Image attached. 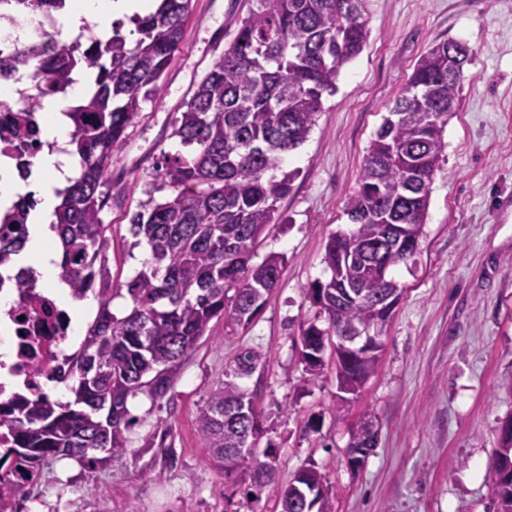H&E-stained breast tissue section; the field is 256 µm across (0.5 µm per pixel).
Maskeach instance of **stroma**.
I'll return each instance as SVG.
<instances>
[{"label":"stroma","instance_id":"stroma-1","mask_svg":"<svg viewBox=\"0 0 512 512\" xmlns=\"http://www.w3.org/2000/svg\"><path fill=\"white\" fill-rule=\"evenodd\" d=\"M251 4L192 0L159 95L112 155L102 219L112 227L114 287L145 267L147 247L124 248L129 218L149 196L163 198L161 155L181 149L173 122ZM365 8L366 46L286 163L299 175L277 205L285 224L258 250L286 257L265 307L231 336L212 321L164 399L129 398L137 423L125 454L92 468L70 458L45 463L35 512H280L279 487L310 466L331 491V512H497L486 474L512 417V0H366ZM448 38L473 57L445 129L419 250L393 271L401 295L375 371L344 402L334 361L314 380L301 362L300 329L317 312L310 288L330 276L325 245L350 227L346 202L383 115L420 57ZM247 349L265 356L261 372L239 381L256 395L255 453L276 457V481L264 487L212 462L196 431L210 391ZM367 412L378 444L353 471L346 449Z\"/></svg>","mask_w":512,"mask_h":512}]
</instances>
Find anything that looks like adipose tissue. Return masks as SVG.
Wrapping results in <instances>:
<instances>
[{
  "instance_id": "ef3b65f1",
  "label": "adipose tissue",
  "mask_w": 512,
  "mask_h": 512,
  "mask_svg": "<svg viewBox=\"0 0 512 512\" xmlns=\"http://www.w3.org/2000/svg\"><path fill=\"white\" fill-rule=\"evenodd\" d=\"M153 3L154 0H69L68 11L71 19L78 23L101 12L110 15L143 13L149 11ZM61 109L59 98H50L44 103V135L46 139L57 142L59 148L38 155L33 165V175L28 181H21L11 164L0 165L1 205H10L14 196L20 193H33L38 200L35 222L24 249L0 273L8 277L22 269H33L39 282L68 308L73 333L78 336L82 333L86 313L94 309L97 302L91 297L73 300L67 285L59 278L58 250L54 245L56 234L51 228L60 203L56 190L74 175L77 168L76 158L68 151L71 130Z\"/></svg>"
}]
</instances>
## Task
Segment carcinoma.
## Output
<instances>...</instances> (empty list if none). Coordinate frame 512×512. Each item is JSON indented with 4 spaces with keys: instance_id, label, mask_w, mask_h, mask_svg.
I'll use <instances>...</instances> for the list:
<instances>
[{
    "instance_id": "carcinoma-1",
    "label": "carcinoma",
    "mask_w": 512,
    "mask_h": 512,
    "mask_svg": "<svg viewBox=\"0 0 512 512\" xmlns=\"http://www.w3.org/2000/svg\"><path fill=\"white\" fill-rule=\"evenodd\" d=\"M65 0H0V14L39 12ZM192 0H159L156 9L130 17L138 37L119 31L100 40L66 43L47 53L49 93H67L71 75L93 74L91 95L65 112L75 126L71 144L84 165L58 191L55 228L60 277L69 287L97 297L98 315L88 328L72 367L59 379L72 382L74 399L18 408L0 419L17 455L36 481L48 458L88 465L126 452L128 431L137 422L128 398L146 392L164 397L176 370L206 335L213 320L224 331L246 327L265 306L285 257L257 251L278 224L277 203L297 176L283 170L288 153L303 144L322 111V96L336 89L342 68L362 51L368 37L365 0H254L232 42L196 84L176 118L173 136L185 147L163 154L157 177L171 196L149 200L130 219L136 243H145L152 265L128 284L132 308L112 313V225L103 223L112 153L138 119L142 104L158 95L163 78L184 41ZM466 43L433 44L417 62L410 80L373 139L354 193L346 203L353 224L329 237L324 262L330 279L311 288L316 318L301 328V343L314 352L345 330L390 321L400 288L392 268L418 250L426 224L429 189L445 148L448 115L470 56ZM91 112L94 123L80 125ZM0 233V261L19 252L28 229L13 215ZM402 226L407 245L387 244L388 228ZM363 288L356 300L336 295ZM393 299L380 307L386 295ZM304 371L315 379L321 357L301 352ZM264 354L248 350L235 359L224 382L211 390L197 417V431L211 457L224 466L245 464L251 481L274 480L272 464L253 462L254 398L237 379L252 376ZM377 357L336 362L338 388L356 394L373 374ZM101 456H96V453ZM488 480L500 512H512V420L501 430ZM307 496L281 492L282 512H329V488L312 469L294 479Z\"/></svg>"
}]
</instances>
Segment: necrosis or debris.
I'll return each mask as SVG.
<instances>
[{
	"instance_id": "1",
	"label": "necrosis or debris",
	"mask_w": 512,
	"mask_h": 512,
	"mask_svg": "<svg viewBox=\"0 0 512 512\" xmlns=\"http://www.w3.org/2000/svg\"><path fill=\"white\" fill-rule=\"evenodd\" d=\"M66 29L60 13L17 11L0 19V58L27 56L25 66L0 73V163L9 162L19 175H28L36 155L49 145L42 137L41 115L34 107L45 97L47 82L38 75L40 60L29 48L62 41ZM14 299L0 309V322L15 330L14 361L9 373L17 381H0V403L20 397L36 400L54 381L59 366L72 356L71 317L50 291L38 286L28 272L17 273Z\"/></svg>"
}]
</instances>
